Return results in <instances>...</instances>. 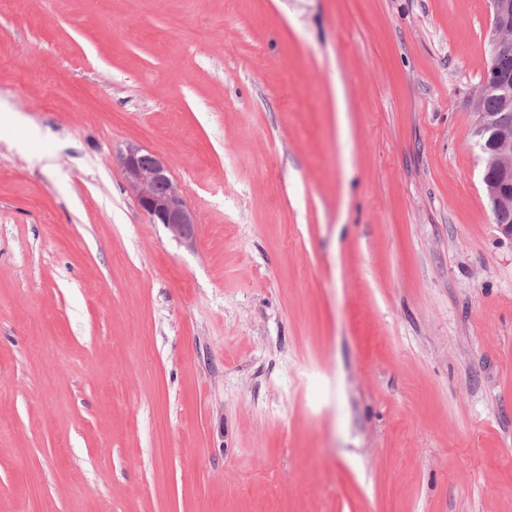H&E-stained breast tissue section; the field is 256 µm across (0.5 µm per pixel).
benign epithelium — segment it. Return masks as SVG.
I'll list each match as a JSON object with an SVG mask.
<instances>
[{
  "label": "benign epithelium",
  "instance_id": "1",
  "mask_svg": "<svg viewBox=\"0 0 512 512\" xmlns=\"http://www.w3.org/2000/svg\"><path fill=\"white\" fill-rule=\"evenodd\" d=\"M490 55L484 74L498 70L501 59L512 55V0H492L489 22ZM475 140L485 163L482 184L499 232L512 241V121L475 113ZM127 184L142 213L179 238L193 237L196 215L168 163L159 155L130 144L119 154Z\"/></svg>",
  "mask_w": 512,
  "mask_h": 512
}]
</instances>
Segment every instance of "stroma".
Returning <instances> with one entry per match:
<instances>
[{"label": "stroma", "mask_w": 512, "mask_h": 512, "mask_svg": "<svg viewBox=\"0 0 512 512\" xmlns=\"http://www.w3.org/2000/svg\"><path fill=\"white\" fill-rule=\"evenodd\" d=\"M489 13L0 0V512H512ZM127 184L142 213L153 224H163L176 237H193L196 215L168 163L159 155L130 144L119 154Z\"/></svg>", "instance_id": "stroma-1"}]
</instances>
